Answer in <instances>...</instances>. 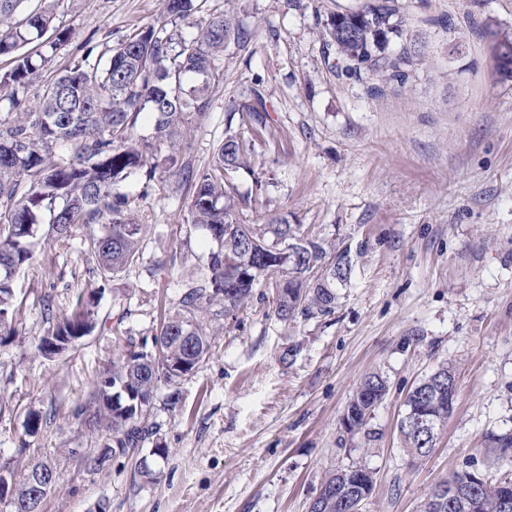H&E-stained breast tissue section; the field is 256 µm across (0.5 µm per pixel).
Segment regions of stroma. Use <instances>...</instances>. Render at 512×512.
Returning a JSON list of instances; mask_svg holds the SVG:
<instances>
[{"mask_svg":"<svg viewBox=\"0 0 512 512\" xmlns=\"http://www.w3.org/2000/svg\"><path fill=\"white\" fill-rule=\"evenodd\" d=\"M199 2V19L227 12L253 37L226 51L211 106L180 157L207 168L241 129L230 112L259 87L267 112L253 127L252 167L232 176L240 215L249 224L284 217L350 245L351 282L333 315L288 322L261 282L225 319L210 356L159 389L154 439L89 473L68 454L98 442L78 430L76 404L128 344L157 334L212 244L191 224L192 192L178 178L160 170L150 182L135 174L120 183L147 226L142 258L107 284L95 331L46 359L36 350L49 328L44 303L71 310L98 261L83 230L57 242L42 213L33 260L14 281L19 333L0 345V459L18 470L56 464L58 488L41 512H308L326 472L355 464L375 477L363 512H419L458 470L512 480V463L485 445L487 432L512 428V80L495 75L478 35L488 24L512 31V0H412L408 26L423 56L404 85L380 96L338 77L322 53L330 13L361 0ZM48 3L73 36L23 94L28 109L89 49L163 23L162 0ZM444 362L457 373L455 408L433 453L413 466L397 423L408 392ZM373 371L389 394L369 441L341 422ZM32 411L44 423L30 437ZM157 445L165 458L153 456ZM145 459L148 479L139 473Z\"/></svg>","mask_w":512,"mask_h":512,"instance_id":"35a3bbf8","label":"stroma"}]
</instances>
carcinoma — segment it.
Returning a JSON list of instances; mask_svg holds the SVG:
<instances>
[{"label": "carcinoma", "instance_id": "cac0c4a2", "mask_svg": "<svg viewBox=\"0 0 512 512\" xmlns=\"http://www.w3.org/2000/svg\"><path fill=\"white\" fill-rule=\"evenodd\" d=\"M25 0H0V57L12 67L0 71V89L8 91L12 111L0 116V341L18 334L14 277L33 258L31 239L40 215L51 216L58 240L71 237L74 228L86 230V241L98 256L89 296L77 297L72 312L58 316L45 309L51 334L40 339L43 356L65 348L66 338L90 335L98 319L93 295L106 282L141 259V239L146 225L131 212L129 197L115 186L142 172L146 179L164 169L179 180L194 184L189 213L191 223L202 228L216 244L207 255V273L187 280L173 311L165 318L152 343L124 351L97 380L86 401L73 414L78 425L101 434L95 448L82 452L70 448L88 472H96L116 456L140 447L155 434L147 422L157 391L174 386L191 375L211 352L212 336L224 319L246 306L253 289L275 276V312L283 321L297 316L331 315L339 303V289L350 283L352 270L336 266L343 250L336 242L308 236L302 225L275 217L266 224H246L224 175L247 166L252 143L243 132L227 136L215 149L212 163L202 171L163 155L160 145H175L192 123L206 114L211 87L222 76L220 57L230 46H244L252 31L226 14L198 24V33L185 38L166 28L146 26L129 36L110 56L90 60L92 52L74 67L47 83L37 112H20L18 91L34 79L45 63L44 52L23 51L48 31L51 51L64 46L71 33L53 25L54 14L45 7L16 18ZM196 0H163L166 23H188ZM409 4L382 0L337 10L325 24L324 45L334 50L338 73L346 79H370L405 84L408 68L421 58V48L407 26ZM489 42L511 48L512 36L496 27L483 28ZM255 104L243 103L239 112L263 122V97L251 88ZM146 118L152 132L137 134ZM57 145L64 155L50 159ZM301 241V253L288 252V240ZM388 395L382 374H368L346 408L344 432L372 438L367 424ZM457 397L455 368L442 365L422 379L407 395L406 411L398 422L402 447L413 463L427 458ZM490 447L498 458L512 461V430L490 432ZM54 465L37 462L14 471V489L24 495L38 471L50 473ZM511 480L489 483L473 479L472 471L453 473L437 485L421 505V512H501L503 486ZM373 473L352 465L328 472L313 512H362L372 494ZM464 490L469 506H454V492Z\"/></svg>", "mask_w": 512, "mask_h": 512}]
</instances>
